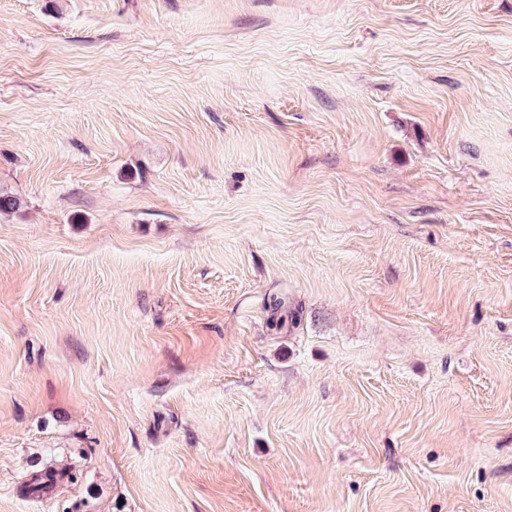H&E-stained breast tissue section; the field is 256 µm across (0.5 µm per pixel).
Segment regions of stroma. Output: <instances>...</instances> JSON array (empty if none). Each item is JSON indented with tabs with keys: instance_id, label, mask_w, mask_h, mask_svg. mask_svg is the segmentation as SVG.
<instances>
[{
	"instance_id": "35a3bbf8",
	"label": "stroma",
	"mask_w": 512,
	"mask_h": 512,
	"mask_svg": "<svg viewBox=\"0 0 512 512\" xmlns=\"http://www.w3.org/2000/svg\"><path fill=\"white\" fill-rule=\"evenodd\" d=\"M0 191V512H512V0H0Z\"/></svg>"
}]
</instances>
